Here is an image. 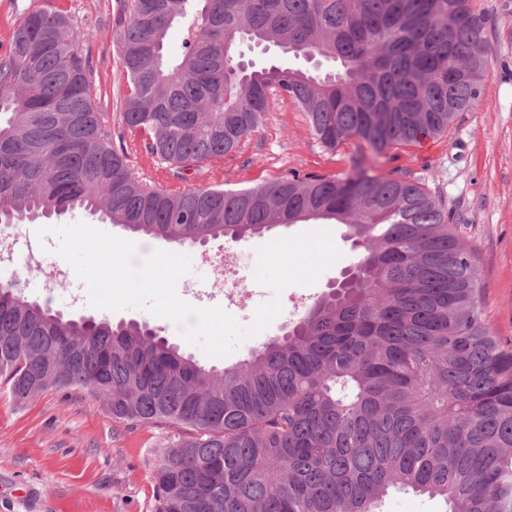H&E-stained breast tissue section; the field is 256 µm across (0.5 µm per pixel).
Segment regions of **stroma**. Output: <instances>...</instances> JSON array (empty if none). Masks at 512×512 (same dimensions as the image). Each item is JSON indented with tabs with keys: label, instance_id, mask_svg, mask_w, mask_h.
I'll return each instance as SVG.
<instances>
[{
	"label": "stroma",
	"instance_id": "obj_1",
	"mask_svg": "<svg viewBox=\"0 0 512 512\" xmlns=\"http://www.w3.org/2000/svg\"><path fill=\"white\" fill-rule=\"evenodd\" d=\"M119 0H0V44L7 43L23 9L59 10L81 33L79 50L96 72L92 97L112 116V134H123L120 100L126 91L116 48L113 18ZM486 20L490 55L484 83L488 103L460 113L448 132L418 145L394 149L373 162L358 139L329 150L313 135L303 112L291 102L273 100L269 112L242 148L175 178L166 165L142 152L129 165L147 183L168 189L254 187L288 172L328 179L367 170L394 172L430 191L450 223L475 254L481 269L484 315L502 343H512V0H477ZM329 229L341 258L312 285H293L281 295L282 311L265 332L244 340L231 354L209 357L183 342L177 326L143 308L103 311L72 305L70 286L46 297L37 272L20 284L25 296L50 301L64 315L114 323L135 320L156 328L206 367L218 369L244 359L286 326L300 297L316 298L357 260L358 252L340 224L309 222L275 227L236 242L243 265L257 264L256 250L270 241L301 232ZM224 241L183 246L193 276L205 283L215 305L234 287L229 273L203 264L206 254L222 253ZM169 429L128 427L113 421L103 400L79 389L50 390L17 401L0 391V512H155L153 471L165 452Z\"/></svg>",
	"mask_w": 512,
	"mask_h": 512
}]
</instances>
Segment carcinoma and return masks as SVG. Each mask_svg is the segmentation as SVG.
Segmentation results:
<instances>
[{"mask_svg":"<svg viewBox=\"0 0 512 512\" xmlns=\"http://www.w3.org/2000/svg\"><path fill=\"white\" fill-rule=\"evenodd\" d=\"M120 5L122 124L176 178L238 151L272 95L323 147L354 137L377 156L487 99L473 0ZM79 41L66 14L33 9L0 45V226L83 210L184 246L334 220L360 252L345 283L220 372L137 322L66 318L0 281V385L17 400L84 389L117 423L174 430L156 512H382L392 488L512 512V347L486 323L477 259L442 204L391 172L149 185L112 141ZM270 44L315 66L244 68L241 46Z\"/></svg>","mask_w":512,"mask_h":512,"instance_id":"obj_1","label":"carcinoma"}]
</instances>
